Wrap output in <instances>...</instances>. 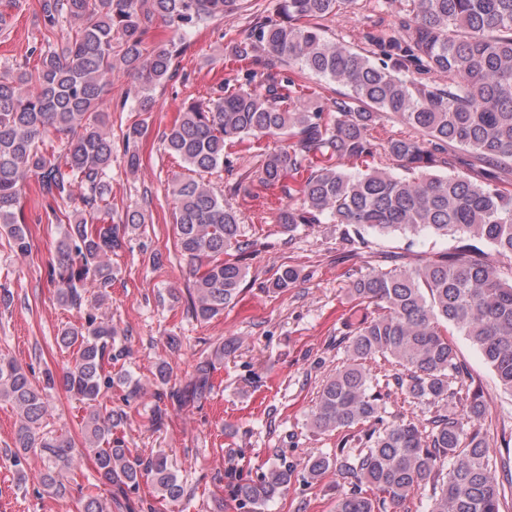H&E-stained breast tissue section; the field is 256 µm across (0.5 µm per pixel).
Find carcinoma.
Segmentation results:
<instances>
[{
  "label": "carcinoma",
  "instance_id": "carcinoma-1",
  "mask_svg": "<svg viewBox=\"0 0 512 512\" xmlns=\"http://www.w3.org/2000/svg\"><path fill=\"white\" fill-rule=\"evenodd\" d=\"M358 0H279L276 17H256L232 47L230 70L244 83L224 82V93L188 102L166 136L167 150L185 164L168 191L174 205L176 247L192 277L186 313L209 321L224 313L242 292L243 256L254 246L240 224L233 198L256 189L277 201L284 231L326 219L342 224L351 252L366 244L364 233L382 236L428 231L461 245L415 263L372 266L356 273L348 294L374 306L371 315L344 338V361L323 382L308 425L317 434L353 431V446L308 457L305 471L316 479L332 467L349 480L336 496L334 512H500L503 485L480 430L485 407L466 384L451 332L466 336L480 351L498 385L512 394V281L503 280L481 245L512 258V192L500 173L512 169V0H403L398 24L368 31L370 48L354 49L325 37L318 20L348 14ZM242 0H39L44 40L73 23L61 52L39 53L33 74L20 68L0 77V235L19 256L31 252L23 190L34 179L38 194L52 201L48 222L63 225L46 268L60 305L83 312L63 327L59 348L73 351L62 374L47 369L33 380L29 371L0 355V401L20 415L11 454L41 450L52 465L42 486L66 492L64 476L81 453L66 434L41 432L47 416L43 395L61 387L84 408L85 447L108 498L88 494L78 512H108L106 503L129 500L144 479L156 499H188L163 454L134 456L112 431L126 418L105 403L112 388L125 387L124 401L141 397L127 373H112L117 329L98 315L116 280L112 255L145 224L139 210L112 223V137L103 105L119 66L138 81L137 106L153 111L154 92L172 78L181 48H151L146 35L154 18L178 29L230 17ZM119 53H114V35ZM300 66L342 87L330 104L312 106L316 89L298 82ZM260 78L259 88L251 87ZM394 116L417 130L416 137L373 135L377 121ZM144 124L127 128V168L138 170ZM54 136L57 145L46 147ZM260 163L238 175L218 195L202 174L224 168L229 149L261 145ZM458 147L470 158H451ZM383 156L390 170L366 166L357 173L346 161ZM460 163L468 173H448ZM79 186L78 204L70 201ZM288 267L269 283L277 292L294 285ZM239 349L228 338L199 357L183 384L169 385L166 361L156 365L157 405L178 409L208 398L216 364ZM381 358L393 373L378 375L369 362ZM395 387L428 408L424 418L390 415L381 388ZM292 470L275 466L256 482L237 484L234 496L263 512L288 488ZM419 503H414V500Z\"/></svg>",
  "mask_w": 512,
  "mask_h": 512
}]
</instances>
